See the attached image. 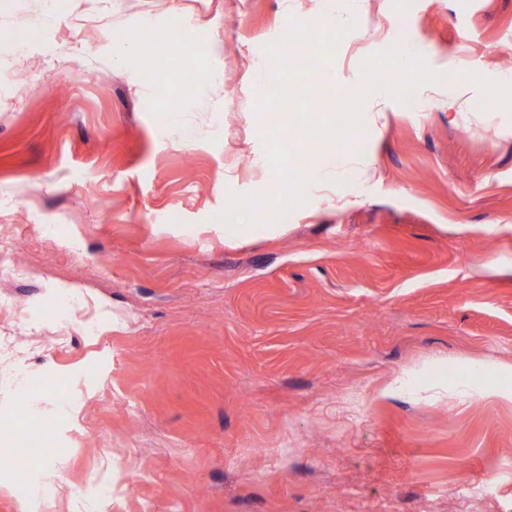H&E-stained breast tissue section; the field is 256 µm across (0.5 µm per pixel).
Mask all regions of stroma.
Returning a JSON list of instances; mask_svg holds the SVG:
<instances>
[{"label":"stroma","instance_id":"35a3bbf8","mask_svg":"<svg viewBox=\"0 0 512 512\" xmlns=\"http://www.w3.org/2000/svg\"><path fill=\"white\" fill-rule=\"evenodd\" d=\"M328 3L0 0V512H512L470 491L512 470V0H352L330 69L376 88L372 171L224 239L278 182L260 130L308 137L255 66Z\"/></svg>","mask_w":512,"mask_h":512}]
</instances>
